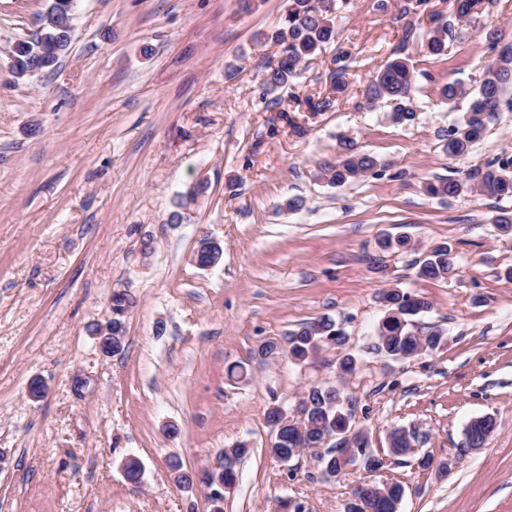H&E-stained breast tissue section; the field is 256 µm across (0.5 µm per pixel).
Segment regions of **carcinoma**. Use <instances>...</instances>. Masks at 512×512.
<instances>
[{"label": "carcinoma", "mask_w": 512, "mask_h": 512, "mask_svg": "<svg viewBox=\"0 0 512 512\" xmlns=\"http://www.w3.org/2000/svg\"><path fill=\"white\" fill-rule=\"evenodd\" d=\"M66 0H47L44 11L38 18L41 27L39 38L32 36L18 39L13 43V57L20 69L25 70L32 54H37V64L44 73L55 71L68 55L72 38L64 32V20L61 18L62 5ZM320 0H288V10L281 24L270 32L260 34V41L271 43L279 48L277 56L265 65L264 83L271 92L286 90L292 85L297 69L312 57H317L336 40L335 16L319 6ZM448 23L441 19H432V26L426 32L422 51L428 56H440L447 52L446 38ZM345 68L336 69L332 92L314 105L319 112L330 111L335 107L336 94L345 88ZM416 71L408 59L395 58L376 71L366 89V104L373 108L379 102L393 105L390 120L395 124L411 123L415 119L412 106L415 90ZM512 84V46H504L498 58L489 65L485 76L474 93L472 102L463 120L448 131L445 150L450 157H464L471 145L480 140L490 123L500 111L503 94ZM442 98L448 102L469 96V90L459 83H448L441 88ZM375 159L355 150L350 143L345 145V154L334 165L320 169L319 177L331 186H341L354 182L372 171ZM473 178L477 179L478 191L491 198L512 196V159H495L484 168L477 170ZM472 189L466 179L440 178L427 184L429 194L441 197H455L465 190ZM223 251L217 244L204 240L197 249L194 261L205 269L217 264ZM455 271V259L452 250L445 244L425 252L417 277L423 280H446ZM385 299V315L378 325L377 350L393 358L413 359L425 351L442 347L445 336L437 329L426 336L419 335L413 317L431 309L429 301L416 294H410L399 288H389L382 292ZM131 305L125 293L112 294V335H125L123 317ZM336 338V344L345 342L342 332L328 318H321L300 326L288 333L283 341H269L262 345L260 354L271 356L285 354L294 361H305L319 351L317 342H327ZM346 394L335 386H312L305 391L306 418L303 431L284 421L279 406L270 407L266 421L275 432L269 454L276 460L287 462L294 457L295 448L303 443L313 444L319 441L327 431L336 430V434L347 436L357 429L344 408ZM494 429V420L482 416L469 422L465 429L466 438L474 447L482 446L485 436ZM410 449L406 432L395 428L388 434L387 452L391 457H400ZM250 453L247 443L240 442L235 448L224 452V485L233 486L238 476L237 466ZM356 454L362 460L365 470L373 471L379 455L364 441L356 446ZM355 464V461L341 462L339 458L325 456L317 460L324 474L336 476L341 470ZM370 493L360 509L348 512H398V506L405 495L400 485L387 486L383 483H369Z\"/></svg>", "instance_id": "obj_1"}]
</instances>
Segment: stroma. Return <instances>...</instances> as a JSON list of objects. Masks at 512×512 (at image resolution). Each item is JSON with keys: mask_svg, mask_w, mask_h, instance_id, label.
Returning <instances> with one entry per match:
<instances>
[{"mask_svg": "<svg viewBox=\"0 0 512 512\" xmlns=\"http://www.w3.org/2000/svg\"><path fill=\"white\" fill-rule=\"evenodd\" d=\"M287 5L77 0L68 55L22 83L7 48L34 33L45 0H0V512H208L203 489L178 486L167 463L213 467L242 441L251 453L224 512H346L367 479L404 485L399 512H512V234L494 223L512 198L425 190L512 156L507 108L467 156H448L470 101L439 94L451 81L479 87L512 44V0H483L461 21L453 0H351L336 12L335 45L301 65L276 109L263 74L277 49L258 35ZM434 15L450 25L439 58L420 53ZM339 54L346 88L333 110L312 111ZM398 57L417 72L405 125L388 106H364L373 73ZM347 139L376 166L327 185L319 168ZM202 179L207 194L171 223L177 196ZM291 197L303 205L284 211ZM400 235L410 250L381 248ZM205 238L223 256L201 269ZM442 243L455 274L418 279L424 252ZM392 287L428 299L416 326L443 329V347L412 360L374 351ZM116 292L132 305L112 355L94 330ZM322 317L344 346L299 364L258 355ZM347 354L357 369L342 380ZM235 364L245 377L229 376ZM36 378L47 392L34 401ZM311 385L353 396L373 447L417 429L416 455L332 479L310 453L273 459L267 409L295 406ZM483 415L495 429L469 448L465 428ZM424 454L450 462L447 475L420 468ZM130 455L144 465L138 487L119 469Z\"/></svg>", "mask_w": 512, "mask_h": 512, "instance_id": "1", "label": "stroma"}]
</instances>
